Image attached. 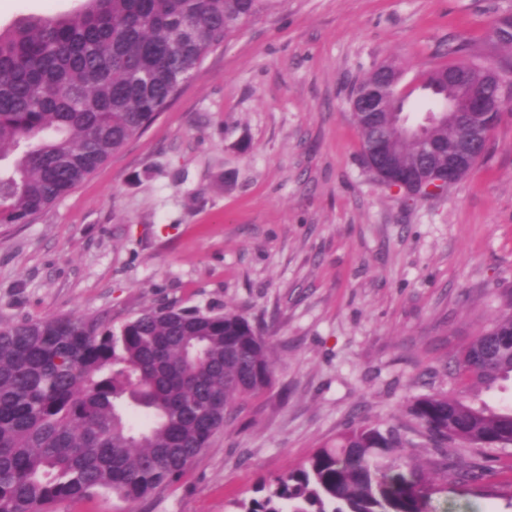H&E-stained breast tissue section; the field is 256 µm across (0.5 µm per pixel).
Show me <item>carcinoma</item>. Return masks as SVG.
Returning <instances> with one entry per match:
<instances>
[{
	"mask_svg": "<svg viewBox=\"0 0 512 512\" xmlns=\"http://www.w3.org/2000/svg\"><path fill=\"white\" fill-rule=\"evenodd\" d=\"M276 0H84L75 13L30 17L0 29V224H29L87 180L176 98L203 57ZM419 85L437 102L448 69L487 64L466 41ZM383 88L394 109L407 95L380 67L354 84ZM362 156L392 140L399 116L355 115ZM427 131L434 145L401 139L407 168L448 165V144L468 126ZM455 388L414 398L421 441L396 426L360 424L279 476L238 512H435L440 489L408 446L458 482L481 478L475 456L512 446V407L469 401L512 377V312L449 363ZM267 341L233 311L153 307L114 330L82 316L0 320V512H51L99 491L135 504L179 480L238 409L272 383Z\"/></svg>",
	"mask_w": 512,
	"mask_h": 512,
	"instance_id": "cac0c4a2",
	"label": "carcinoma"
}]
</instances>
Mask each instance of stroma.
Masks as SVG:
<instances>
[{
  "mask_svg": "<svg viewBox=\"0 0 512 512\" xmlns=\"http://www.w3.org/2000/svg\"><path fill=\"white\" fill-rule=\"evenodd\" d=\"M83 0H0V28ZM512 0H279L211 50L175 100L29 224L0 226V318L119 328L162 304L243 314L272 386L177 482L137 503L101 492L55 512H236L366 420L411 427L417 395L512 290V109L456 184L413 198L364 164L348 92L394 64L418 113L448 46H488ZM482 479L435 475L437 512H512V447Z\"/></svg>",
  "mask_w": 512,
  "mask_h": 512,
  "instance_id": "1",
  "label": "stroma"
}]
</instances>
